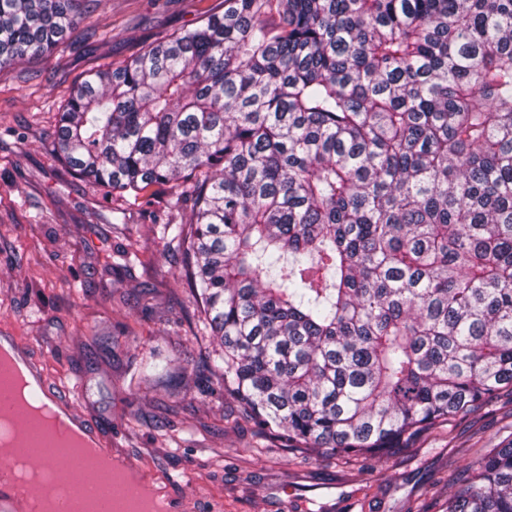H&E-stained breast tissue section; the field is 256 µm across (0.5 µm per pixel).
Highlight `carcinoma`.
Wrapping results in <instances>:
<instances>
[{
	"label": "carcinoma",
	"mask_w": 512,
	"mask_h": 512,
	"mask_svg": "<svg viewBox=\"0 0 512 512\" xmlns=\"http://www.w3.org/2000/svg\"><path fill=\"white\" fill-rule=\"evenodd\" d=\"M78 0H0V67ZM55 150L165 187L210 374L260 431L381 458L512 387V0H224L76 84ZM442 512H512V438Z\"/></svg>",
	"instance_id": "carcinoma-1"
}]
</instances>
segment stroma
<instances>
[{"label": "stroma", "instance_id": "stroma-1", "mask_svg": "<svg viewBox=\"0 0 512 512\" xmlns=\"http://www.w3.org/2000/svg\"><path fill=\"white\" fill-rule=\"evenodd\" d=\"M224 0H80L51 55L0 70V336L70 395L103 447L171 484L174 512H441L475 453L512 436V390L390 458L342 463L261 435L230 396H208L216 344L162 225L168 195L112 200L54 154L74 83L142 44L193 29ZM155 364L160 377L140 376ZM304 490L308 505L286 487Z\"/></svg>", "mask_w": 512, "mask_h": 512}]
</instances>
